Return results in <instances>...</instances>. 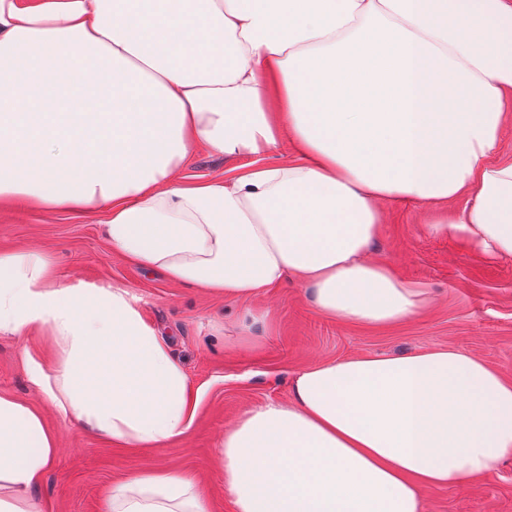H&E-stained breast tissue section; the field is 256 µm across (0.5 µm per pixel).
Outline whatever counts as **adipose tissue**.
<instances>
[{
  "label": "adipose tissue",
  "instance_id": "adipose-tissue-1",
  "mask_svg": "<svg viewBox=\"0 0 512 512\" xmlns=\"http://www.w3.org/2000/svg\"><path fill=\"white\" fill-rule=\"evenodd\" d=\"M511 116L512 0H0V204L105 213L113 252L219 297L292 276L329 318L422 314L424 286L371 255L386 202L448 206L436 232L512 260ZM200 142L245 163L179 181ZM1 331L48 333L34 384L114 445L162 448L195 421L127 289L0 252ZM55 454L42 414L0 395V512H41ZM219 456L234 512H422L423 488L512 456V380L449 346L324 362L245 409ZM99 512L209 502L190 472L148 466Z\"/></svg>",
  "mask_w": 512,
  "mask_h": 512
}]
</instances>
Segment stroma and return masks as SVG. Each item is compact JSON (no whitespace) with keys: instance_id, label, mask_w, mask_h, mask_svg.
<instances>
[{"instance_id":"stroma-1","label":"stroma","mask_w":512,"mask_h":512,"mask_svg":"<svg viewBox=\"0 0 512 512\" xmlns=\"http://www.w3.org/2000/svg\"><path fill=\"white\" fill-rule=\"evenodd\" d=\"M445 213L418 203H386L372 255L398 277L422 284L430 304L419 316L371 328L319 314L289 279L251 300H228L168 281L114 253L104 214L47 212L0 205V252L45 253L56 280L130 290L146 319L171 341L200 394L196 419L163 448H121L62 418L30 379L31 362L49 364L50 337L0 332V395L38 409L57 441L56 456L34 497L42 512H99L112 483L151 465L196 474L210 512H233L217 483L218 442L244 409L288 401L295 373L326 361L398 356L440 346L475 353L512 380V261L491 262L461 241L431 232ZM422 512H512V458L474 483L427 487Z\"/></svg>"}]
</instances>
